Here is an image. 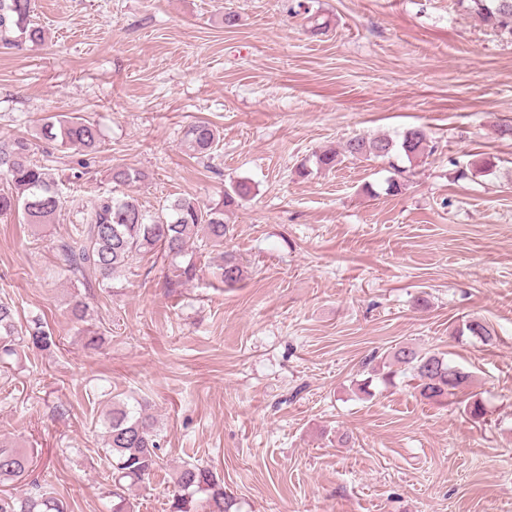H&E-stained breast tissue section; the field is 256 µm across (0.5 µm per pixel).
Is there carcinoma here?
<instances>
[{"label":"carcinoma","mask_w":512,"mask_h":512,"mask_svg":"<svg viewBox=\"0 0 512 512\" xmlns=\"http://www.w3.org/2000/svg\"><path fill=\"white\" fill-rule=\"evenodd\" d=\"M457 4L482 21L512 36V0H457ZM32 0H0V47L21 52L31 44L46 40V30L33 17ZM42 135L60 142L66 149L87 154L102 145L100 129L81 117L48 121ZM184 143L196 155L207 156L218 143V131L207 121H197L184 131ZM434 146L421 127L406 130L401 139L359 136L348 140L343 153L353 157L375 156L388 159L406 157L412 161L431 153ZM34 151L26 139L0 141V174L9 178L17 192L0 193V216L21 213L25 223L43 227L55 221L61 208L62 182L44 162L33 158ZM341 162L340 152L325 150L315 155L319 169H333ZM112 190L102 195L83 217L73 225L71 234L57 246V260L76 278L105 282L113 273L139 256L156 249L177 258L186 253L192 235L212 246L224 245L230 227L224 215L251 192L246 181H239L224 191L218 203L202 207L190 198H178L154 214L145 210L139 199L119 192L146 180V175L124 165L112 167L107 174ZM219 276L231 286L243 279L244 268L231 255H224L218 265ZM489 345L494 330L487 323L469 319L455 330ZM56 345L50 328L39 318L26 323L16 319L12 304L0 300V364L18 358L22 348L48 350ZM394 361L407 367L417 380L419 395L430 402L455 398L472 382V375L440 352H423L403 346L393 353ZM464 413L473 420L487 415L484 402L472 395ZM105 446L109 448L106 479L112 497V512H132L127 492L148 482L160 466V442L155 422L142 406L114 402L103 421ZM37 461L32 448L0 446V484L22 483L31 475ZM173 494L169 512H231L233 498L224 490V478L212 468L198 462H186L173 476ZM0 512H66L63 501L43 486L17 496L0 492Z\"/></svg>","instance_id":"1"}]
</instances>
